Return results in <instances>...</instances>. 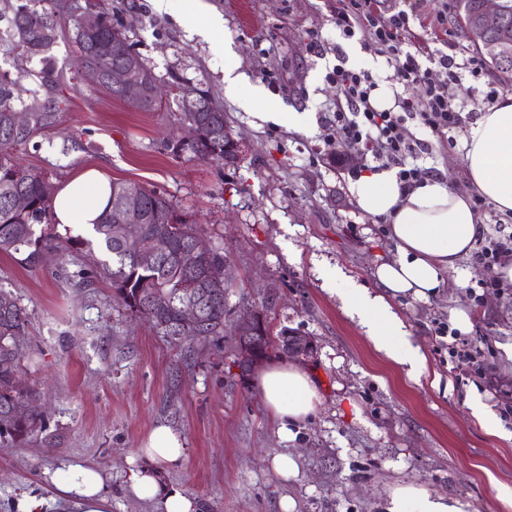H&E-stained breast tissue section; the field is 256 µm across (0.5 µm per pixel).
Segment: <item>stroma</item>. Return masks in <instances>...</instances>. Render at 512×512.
Returning a JSON list of instances; mask_svg holds the SVG:
<instances>
[{
	"label": "stroma",
	"instance_id": "35a3bbf8",
	"mask_svg": "<svg viewBox=\"0 0 512 512\" xmlns=\"http://www.w3.org/2000/svg\"><path fill=\"white\" fill-rule=\"evenodd\" d=\"M105 7L163 85L204 84L221 99L238 163L202 161L166 143L186 135L176 105L142 112L87 87L74 66L70 25H61L51 50L69 99L62 122L19 149L17 165L44 173L61 187L78 172L99 169L113 181L156 189L201 225L209 244L229 260L230 317L262 310L272 331L287 327L310 338L311 358L296 360L320 397L315 414L292 425L291 436L264 402L257 378L241 379L236 344L196 347L186 353L113 302L108 282L76 287L77 255L50 253L27 268L0 254V288L11 290L28 316L31 376L45 417L43 440L0 446V512H16L25 494L44 498L42 512H63L52 478L79 462L102 472L111 512H160L159 502L128 492L127 459L156 426L177 431L186 455L159 465L169 489L196 500L199 512H380L396 483L418 481L429 490L469 503V512H512L498 497L512 488V283L482 287L487 269L463 260L446 285L426 301L398 298L394 311L426 358V372L411 377L379 353L344 311L339 292L376 288L378 263L394 255L385 224L361 213L348 183L364 164L357 151L334 142L328 120L340 95L326 75L336 66L380 75L381 86L422 103L421 87L406 86L376 44L343 38L336 0H202V20L220 19L205 41L185 20V0L156 11L151 0H42ZM382 12L410 16V33L431 50L464 63L475 49L454 23L451 0H380ZM323 44L308 49L310 35ZM239 55L251 84L265 91L263 105L277 121L254 118L224 96V49ZM306 113L313 135L289 129L288 115ZM463 132L432 139L424 166L450 175L469 191L462 161ZM464 310L461 333L477 348L478 366L458 368L449 339L437 335L451 312ZM495 414L502 434L487 433L472 415L470 396ZM292 454L295 477L272 467Z\"/></svg>",
	"mask_w": 512,
	"mask_h": 512
}]
</instances>
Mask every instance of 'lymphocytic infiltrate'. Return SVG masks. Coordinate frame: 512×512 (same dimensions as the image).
<instances>
[{
  "label": "lymphocytic infiltrate",
  "mask_w": 512,
  "mask_h": 512,
  "mask_svg": "<svg viewBox=\"0 0 512 512\" xmlns=\"http://www.w3.org/2000/svg\"><path fill=\"white\" fill-rule=\"evenodd\" d=\"M336 26L345 38L358 35L375 43L405 84H418L425 89L422 105L402 97L395 109L380 110L372 103V93L378 85L374 74L342 66L334 68L327 79L341 93L329 120L336 143L371 157L380 167L395 168L403 188L421 185L431 171L419 166L416 159L428 150V136L445 137L463 124L464 102L458 93L456 62L441 54L434 57L433 67L422 66L419 50L404 37L407 14H384L376 8L375 0H340ZM437 67L447 71V82L434 78ZM410 120L418 122L424 138L412 140L406 136L405 124Z\"/></svg>",
  "instance_id": "f902f5d3"
}]
</instances>
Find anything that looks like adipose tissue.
Instances as JSON below:
<instances>
[{
	"label": "adipose tissue",
	"mask_w": 512,
	"mask_h": 512,
	"mask_svg": "<svg viewBox=\"0 0 512 512\" xmlns=\"http://www.w3.org/2000/svg\"><path fill=\"white\" fill-rule=\"evenodd\" d=\"M248 78L239 56L227 51L224 64V93L239 98L243 108L259 121L274 120L271 112L260 111L262 90L243 98L239 90ZM463 162L475 193L491 202L503 215L512 216V95L479 112L469 123L464 141ZM348 191L363 213L381 217L396 254L376 269L380 291L354 288L342 296L348 315L364 328L374 349L387 359L406 366L409 374L420 375L425 358L414 346L391 301L401 295L426 300L436 295L443 274L457 270L483 232L471 196L458 190L447 178H429L413 189L400 186L395 170L382 169L359 176ZM110 196L108 179L95 169L74 175L56 193L53 221L59 234L86 235L103 214ZM266 405L281 426L305 420L319 403L316 389L304 371L293 366H271L259 376ZM186 448L181 436L161 425L142 441V466L132 470L129 489L141 500L160 501L162 512H197L196 503L172 489L163 490L157 464L181 462ZM56 497L71 504L75 512H110V499L103 475L86 466L72 464L64 481L56 483ZM383 512H467L458 499L430 491L421 483L407 481L392 486Z\"/></svg>",
	"instance_id": "obj_1"
}]
</instances>
